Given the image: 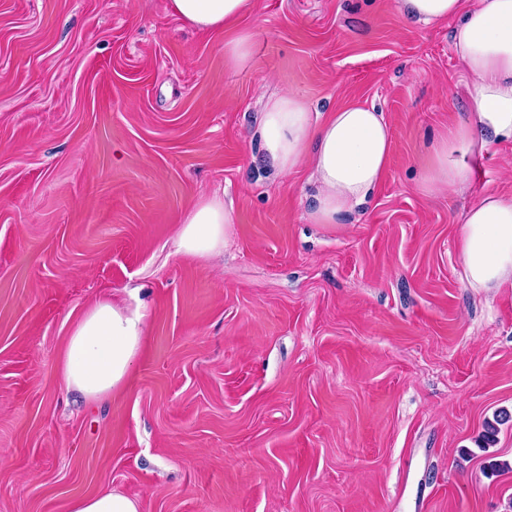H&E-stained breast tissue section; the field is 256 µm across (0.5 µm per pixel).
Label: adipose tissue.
I'll use <instances>...</instances> for the list:
<instances>
[{
    "label": "adipose tissue",
    "instance_id": "adipose-tissue-1",
    "mask_svg": "<svg viewBox=\"0 0 512 512\" xmlns=\"http://www.w3.org/2000/svg\"><path fill=\"white\" fill-rule=\"evenodd\" d=\"M173 12L199 32L237 28L225 43L231 66H246L254 34L241 22L253 0H170ZM409 24L450 18L454 54L468 76V118L432 139L417 188L436 196L469 187L495 146L512 143V0H396ZM261 156L276 173L311 169L315 191L309 223L341 224L367 205L387 171L391 133L375 106L353 101L330 114H315L305 99L288 92L271 100L260 126ZM236 213L223 197L200 199L184 217L176 251L185 257L223 253L226 227ZM458 255L468 287H512V193H485L465 215ZM147 309L143 303L112 300L94 304L74 323L59 358L69 390L94 402L121 390L142 344Z\"/></svg>",
    "mask_w": 512,
    "mask_h": 512
}]
</instances>
